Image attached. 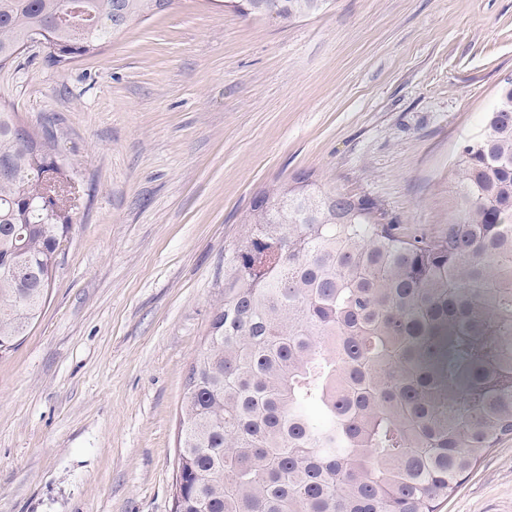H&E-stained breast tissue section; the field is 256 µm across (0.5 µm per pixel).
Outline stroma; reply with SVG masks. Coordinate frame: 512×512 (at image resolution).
Instances as JSON below:
<instances>
[{"mask_svg":"<svg viewBox=\"0 0 512 512\" xmlns=\"http://www.w3.org/2000/svg\"><path fill=\"white\" fill-rule=\"evenodd\" d=\"M512 78V0H331L290 25L175 0L98 54L0 66L78 170L47 303L0 353V512H173L185 379L252 198L314 173L437 232ZM438 512H512V436Z\"/></svg>","mask_w":512,"mask_h":512,"instance_id":"stroma-1","label":"stroma"}]
</instances>
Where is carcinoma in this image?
I'll use <instances>...</instances> for the list:
<instances>
[{"mask_svg": "<svg viewBox=\"0 0 512 512\" xmlns=\"http://www.w3.org/2000/svg\"><path fill=\"white\" fill-rule=\"evenodd\" d=\"M174 0H0V65L33 31L64 65ZM329 0H252L282 24ZM0 108V352L40 316L63 236L55 143ZM458 217L409 229L314 178L258 193L181 408L175 512H437L512 436V84L456 154Z\"/></svg>", "mask_w": 512, "mask_h": 512, "instance_id": "carcinoma-1", "label": "carcinoma"}]
</instances>
